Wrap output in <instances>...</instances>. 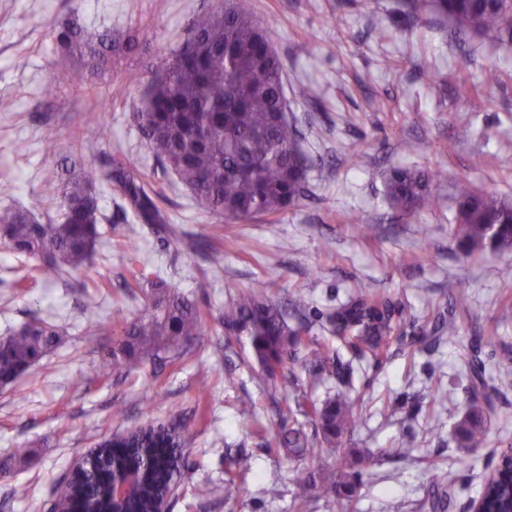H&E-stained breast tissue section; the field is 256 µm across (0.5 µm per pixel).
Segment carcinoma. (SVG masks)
<instances>
[{
    "mask_svg": "<svg viewBox=\"0 0 512 512\" xmlns=\"http://www.w3.org/2000/svg\"><path fill=\"white\" fill-rule=\"evenodd\" d=\"M432 8L448 17L461 33L491 32L512 43V0H433ZM59 53L54 75L41 87V97L52 98L75 66L97 75L108 69L112 57L131 52L136 39L107 29L95 37L73 23L57 30ZM137 120L146 145L164 167L174 173L193 198L219 223L256 220L279 214L305 197L307 158L299 147L295 123L282 116L288 108L283 65L274 47L273 31L253 12L250 0H223L211 12L191 19L187 36L151 69L142 91ZM438 173L393 167L385 177L390 208L399 214L433 210L442 199L430 184ZM104 180L116 184L139 221L165 224V212L145 189V178L123 157L113 160ZM49 197L60 210V222L42 224L22 207H0V244L36 261L33 272L45 282L64 281L85 289V309L100 305V293L88 292L79 279L102 236L100 197L93 177L84 170L67 176L52 174ZM453 237L466 253L512 246V200L467 181L454 193ZM141 286L144 307L136 317L112 322V349L102 356L105 366L130 371L144 360H162L184 354L203 335L206 314L180 289L144 274H132ZM259 281L246 293L224 303L225 347L246 339L251 362L269 379L283 373L284 386L295 392L288 408L290 423L276 434L260 427L265 443L281 450L294 479L313 487L328 502L345 505L357 493L360 468L368 458L350 451L339 471H318L303 462L323 448H342L356 425L354 399L349 391L350 365L327 341L310 335V326L288 321V311L267 294ZM336 339L356 357L369 353L379 360L393 344L402 343L404 326L400 306L387 295L358 283L350 299L323 315ZM60 340L58 328L34 318L0 336V384L25 376ZM300 364L302 374L291 370ZM334 380L341 390L323 399L312 394ZM187 427L177 421L163 429L138 430L130 446L99 447L91 479L68 478L55 489L59 502L80 512H112V473L126 468L138 472L130 492L128 512H153L160 488L187 478L180 463L188 442ZM463 447L480 448L487 430L476 413L457 425ZM483 485L480 498L488 512H512V466L501 468ZM231 474L224 483L211 484L213 497L229 499L240 492Z\"/></svg>",
    "mask_w": 512,
    "mask_h": 512,
    "instance_id": "obj_1",
    "label": "carcinoma"
}]
</instances>
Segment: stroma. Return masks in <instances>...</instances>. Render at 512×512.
Listing matches in <instances>:
<instances>
[{
	"label": "stroma",
	"mask_w": 512,
	"mask_h": 512,
	"mask_svg": "<svg viewBox=\"0 0 512 512\" xmlns=\"http://www.w3.org/2000/svg\"><path fill=\"white\" fill-rule=\"evenodd\" d=\"M401 0H252L275 29L274 45L288 88L308 85L309 100L289 98L308 157L309 195L276 216L215 226L214 218L148 150L135 114L151 66L179 45L192 15L217 0H0V206L20 205L46 219L44 180L64 158L79 157L91 174L122 153L158 192L169 222L142 224L119 189L101 186L103 237L84 275L106 285L96 314L80 288L35 279L32 260L0 245V336L32 317L57 325L61 340L21 381L0 386V512H49L54 485L113 433L147 422L186 420L189 480L170 512H467L501 449L512 447V384L485 410L483 447H461L455 426L473 407L471 369H512V250L462 255L452 236V195L459 180L512 199V165L498 157L512 146V49L493 33L458 35L448 19L427 11L404 16ZM76 19L88 32L129 34L137 48L112 60L92 84L61 85L43 100L53 74L55 30ZM501 81L484 91L486 69ZM137 81L122 84V77ZM104 115L108 142L98 139ZM53 141H46L47 130ZM486 163L476 168L475 155ZM439 171L431 190L438 211L398 215L385 194L389 166ZM361 224L364 234L353 226ZM223 255L214 271L203 255ZM160 277L198 302L205 333L192 354L134 371L102 369L112 347L116 312L135 316L123 288L135 271ZM269 282V296L304 295L313 335L330 338L318 313L347 301L357 282L370 283L402 308L404 331L425 337L414 348L393 345L378 362L340 349L359 398L350 447L377 462L362 471L345 508L315 497L292 480L287 460L266 447L257 426L288 423L292 392H275L250 365L246 341L224 346L221 313L228 296ZM469 296L456 337L437 325L458 292ZM498 337L489 346L485 337ZM233 385H225V376ZM416 445L402 449L406 437ZM28 449L26 458L14 456ZM246 479L237 498L202 496L228 467ZM26 497L13 496L15 485ZM452 489L447 509L437 493Z\"/></svg>",
	"instance_id": "35a3bbf8"
}]
</instances>
